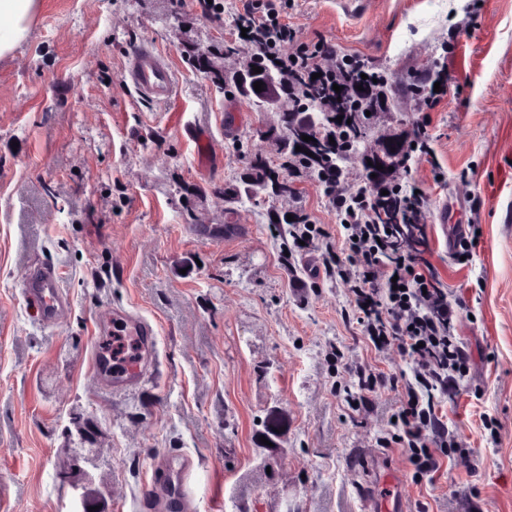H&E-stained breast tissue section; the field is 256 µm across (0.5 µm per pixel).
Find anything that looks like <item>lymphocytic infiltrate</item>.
I'll list each match as a JSON object with an SVG mask.
<instances>
[{
	"label": "lymphocytic infiltrate",
	"instance_id": "obj_1",
	"mask_svg": "<svg viewBox=\"0 0 512 512\" xmlns=\"http://www.w3.org/2000/svg\"><path fill=\"white\" fill-rule=\"evenodd\" d=\"M288 0H242L234 21L246 36H234L229 50L248 45L261 62L276 60L284 93L294 96L295 109L310 111L311 101L325 110H342L336 86L372 90L377 69L369 62L338 55L322 39L300 41L284 20ZM292 43L291 54L281 51ZM372 166L346 184L325 172V195L336 212L341 243L312 224L303 210L293 212L289 255L311 256L326 277L349 288V318L376 351L397 349L410 372L394 377L370 367H357L355 390L349 397L357 412L369 411L374 393H399L395 430L383 445L405 449L416 471L435 482L444 465L462 455L448 428L445 409L464 389L474 358L455 334L457 309L448 300L438 269L429 260L423 225L427 199L414 185L372 180ZM396 224H389L391 216Z\"/></svg>",
	"mask_w": 512,
	"mask_h": 512
}]
</instances>
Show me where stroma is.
Wrapping results in <instances>:
<instances>
[{
    "label": "stroma",
    "instance_id": "1",
    "mask_svg": "<svg viewBox=\"0 0 512 512\" xmlns=\"http://www.w3.org/2000/svg\"><path fill=\"white\" fill-rule=\"evenodd\" d=\"M240 5L224 0L216 17L197 0H41L25 40L0 57V512H147L151 465L169 453L193 462L195 512H366L362 460L373 456L398 476L405 512H512V0H370L355 17L338 0H291L286 14L297 39H325L394 84L434 68L449 29L475 15L431 114L432 154L392 174L428 199L430 260L475 358L468 394L448 410L467 453L433 486L403 448L380 444L396 394L378 393L369 414L344 400L356 364L398 377L400 354L376 353L346 321L344 282L301 259L287 266L289 227L269 221L303 209L339 245L323 185L242 193L255 157L287 177L266 132L293 103L260 105L201 69L203 57L250 65L248 49L224 55ZM144 41L172 64L167 102L120 79ZM192 124L216 145L210 172L193 164ZM443 210L479 233L466 264L450 253ZM229 217L235 236L194 230ZM31 266L58 272L63 322L29 317ZM115 308L158 333L157 366L130 395L102 391L88 370L95 320ZM271 417L284 425L268 446ZM85 423L97 452L76 460L69 437ZM84 471V492L62 480Z\"/></svg>",
    "mask_w": 512,
    "mask_h": 512
}]
</instances>
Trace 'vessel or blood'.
<instances>
[{"label":"vessel or blood","mask_w":512,"mask_h":512,"mask_svg":"<svg viewBox=\"0 0 512 512\" xmlns=\"http://www.w3.org/2000/svg\"><path fill=\"white\" fill-rule=\"evenodd\" d=\"M122 80L140 98L157 103L167 102L174 93V73L168 61L151 44L145 43L131 51L122 69ZM188 138L197 149V163L207 168L214 144L207 131L192 126L187 128ZM22 295L36 316L43 323L55 324L65 320L70 312V301L60 288L58 274L45 267H33L25 271L22 279ZM122 335L133 337L137 343L134 355L126 357L118 367L104 366L100 351H93L89 371L101 386L116 395H124L140 389L157 363V331L154 324L127 309L111 313ZM153 472L164 473L165 478L154 483L148 492L150 500L171 508L184 503V477L187 467L176 465L173 457L162 455L152 464ZM368 512H399L402 494L397 475L386 472L366 494Z\"/></svg>","instance_id":"obj_1"}]
</instances>
